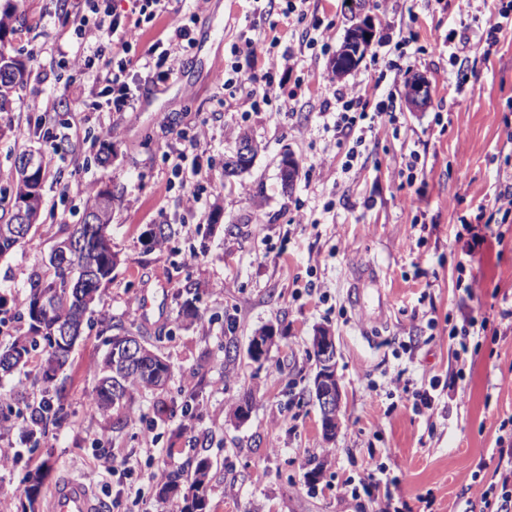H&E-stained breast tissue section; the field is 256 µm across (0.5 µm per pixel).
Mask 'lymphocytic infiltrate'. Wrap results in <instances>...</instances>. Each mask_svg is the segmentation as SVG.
Wrapping results in <instances>:
<instances>
[{"instance_id":"1","label":"lymphocytic infiltrate","mask_w":512,"mask_h":512,"mask_svg":"<svg viewBox=\"0 0 512 512\" xmlns=\"http://www.w3.org/2000/svg\"><path fill=\"white\" fill-rule=\"evenodd\" d=\"M129 2V10L121 14L114 11L112 0H80L73 18L79 44L65 63L96 91L99 101L94 109L98 112H122L133 107L139 98L133 67H140L150 76L161 68L174 73L192 43L189 28L179 26L163 45H150L136 60H129L132 48L141 42L144 20L167 12L171 0ZM498 445L494 473L501 490L485 492V505L489 512H512V436L499 438Z\"/></svg>"}]
</instances>
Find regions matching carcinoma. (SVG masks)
<instances>
[{
    "mask_svg": "<svg viewBox=\"0 0 512 512\" xmlns=\"http://www.w3.org/2000/svg\"><path fill=\"white\" fill-rule=\"evenodd\" d=\"M20 22L15 0H0V114L14 109L15 93L27 83L29 70L20 58L11 55L5 41L9 34L17 31ZM45 174V165H40L38 176L29 178L20 168H15V176L10 184L12 203L31 193L40 194ZM115 197L112 192L100 189L89 192L85 203V218L94 219V223L75 224L67 236L52 249L45 267L49 275L34 273L28 282L26 313L29 320V333L16 336L5 348L0 357L8 354L12 364L0 371L9 373L26 366L37 355V376L42 382L41 397L34 402L25 403L24 409L12 411V407H0V424L9 423L17 418L27 428L28 440L39 442L45 435L49 424H58L63 410L62 399L65 393L64 383L57 378V372L69 361L71 349L58 344L56 336L59 328L67 326L79 335L90 322L88 313L91 306L101 300V288L112 280V271L117 265V254L112 252V211ZM39 210L34 209L28 215L21 216L18 210H10L9 217L0 222V255L21 245V241L11 237L9 227L13 224H26L34 227ZM176 234L171 224H154L150 229L151 239L155 243H167ZM77 245L76 252L64 259L58 250L66 243ZM129 336L127 332H118L104 341L106 346L100 361L94 370L93 387L89 409L103 416L129 407L141 391L163 392L172 376L171 365L156 351L140 344V350L134 359V366L124 373L113 371L112 353ZM212 468L206 457L197 459L189 478L187 488H182L181 476L170 475L157 481L158 496L168 499L184 493L191 499L188 512H203L205 496L203 492L208 484ZM41 478L39 473L27 477L23 493L34 512L32 505L40 495Z\"/></svg>",
    "mask_w": 512,
    "mask_h": 512,
    "instance_id": "carcinoma-1",
    "label": "carcinoma"
}]
</instances>
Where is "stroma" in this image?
Segmentation results:
<instances>
[{"label":"stroma","instance_id":"obj_1","mask_svg":"<svg viewBox=\"0 0 512 512\" xmlns=\"http://www.w3.org/2000/svg\"><path fill=\"white\" fill-rule=\"evenodd\" d=\"M286 6L208 0L197 11L172 0L142 42L190 28L183 84L145 77L135 110L93 112L89 88L49 67L77 46L68 13L56 0H20L23 26L10 49L27 59L30 76L0 125L28 129L25 146L56 136L63 148L47 160L40 227L0 257V308L11 333L27 332L31 274L63 226L81 223L89 189L110 188L118 264L105 305L113 324L160 350L173 379L163 393L138 394L123 424L92 414L104 338L100 324L86 328L63 373V423L35 449L23 428L0 433V448L20 455L0 466V512H22V480L35 468L46 494L69 473L112 512H182V499L157 498L151 475H189L202 457L213 463L206 512H373L366 496L337 494L370 463L397 478L392 492L412 512H485L501 425L512 422V216L494 212L499 189L512 183V28L495 45L481 42L489 16L481 0H397L390 12L384 0H312L303 16ZM362 22L372 44L336 76L332 60ZM316 23L330 28L328 46L305 45ZM249 39L271 46L241 70L256 93L270 95L256 112L239 111L211 72L213 61L233 63L232 47ZM285 52L295 65L281 66ZM420 75L430 101L414 110L406 93ZM352 85L371 104H391L396 121H358L363 142L351 162L334 124L336 94ZM203 120L209 135L196 146ZM243 130L260 150L248 172L225 176ZM182 149L194 176L173 170ZM413 151L420 169L411 184ZM287 152L299 165L288 192L279 167ZM190 192L201 199L192 215L179 206ZM163 223L176 234L160 246L149 230ZM193 251L199 262L185 265ZM190 286L199 290L198 321L182 313ZM468 318L486 327L462 348L450 334ZM269 327V358L253 361L249 341ZM321 328L335 338L342 391L328 444L312 399L311 340ZM230 341L238 352L228 360ZM397 378L435 385L434 412L400 399ZM246 392L250 417L231 419ZM318 464L322 475L308 484Z\"/></svg>","mask_w":512,"mask_h":512}]
</instances>
